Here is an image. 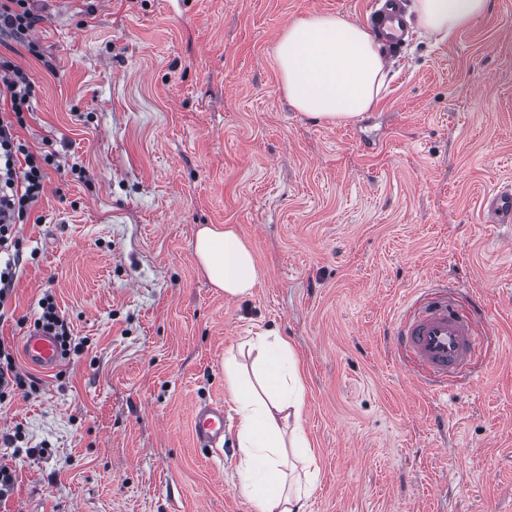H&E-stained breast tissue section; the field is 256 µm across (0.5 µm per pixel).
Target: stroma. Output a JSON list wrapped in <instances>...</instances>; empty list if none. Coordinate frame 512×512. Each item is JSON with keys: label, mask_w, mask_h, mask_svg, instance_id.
Listing matches in <instances>:
<instances>
[{"label": "stroma", "mask_w": 512, "mask_h": 512, "mask_svg": "<svg viewBox=\"0 0 512 512\" xmlns=\"http://www.w3.org/2000/svg\"><path fill=\"white\" fill-rule=\"evenodd\" d=\"M0 54L35 81L19 138L55 153L20 228L28 259L0 340L36 382L0 402V512H253L238 417L197 447L196 406L230 395L224 356L269 330L302 364L317 479L305 512H512V0L448 40L413 34L348 124L295 111L275 48L311 14L368 0H35ZM234 225L261 276L214 288L202 225ZM475 308L467 376L429 391L391 346L418 289ZM76 345L21 357L43 297ZM484 206L493 214L509 216L512 214V193L492 190L485 197Z\"/></svg>", "instance_id": "35a3bbf8"}]
</instances>
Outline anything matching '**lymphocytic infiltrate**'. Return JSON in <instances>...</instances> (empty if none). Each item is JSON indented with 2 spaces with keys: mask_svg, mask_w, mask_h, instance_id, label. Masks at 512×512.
<instances>
[{
  "mask_svg": "<svg viewBox=\"0 0 512 512\" xmlns=\"http://www.w3.org/2000/svg\"><path fill=\"white\" fill-rule=\"evenodd\" d=\"M40 21L31 0H0V33L23 39ZM33 96L30 74L0 55V308L6 304L23 259L14 229L41 198L50 160L49 155L30 151L17 135Z\"/></svg>",
  "mask_w": 512,
  "mask_h": 512,
  "instance_id": "1",
  "label": "lymphocytic infiltrate"
}]
</instances>
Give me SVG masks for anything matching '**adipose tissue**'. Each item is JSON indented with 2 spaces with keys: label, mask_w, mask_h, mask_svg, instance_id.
Listing matches in <instances>:
<instances>
[{
  "label": "adipose tissue",
  "mask_w": 512,
  "mask_h": 512,
  "mask_svg": "<svg viewBox=\"0 0 512 512\" xmlns=\"http://www.w3.org/2000/svg\"><path fill=\"white\" fill-rule=\"evenodd\" d=\"M489 0H413L419 28L444 41L476 22ZM276 57L291 105L330 123L346 124L369 111L385 80V61L374 37L340 15L314 14L291 22ZM195 254L208 280L229 297H245L259 272L251 249L232 227L198 230ZM251 377H243L236 355L224 358V380L239 418L240 490L253 512H303L306 490L283 470L286 447L308 456L302 433L286 432L303 405L301 367L290 344L277 333L257 334Z\"/></svg>",
  "instance_id": "adipose-tissue-1"
}]
</instances>
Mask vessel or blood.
<instances>
[{"mask_svg":"<svg viewBox=\"0 0 512 512\" xmlns=\"http://www.w3.org/2000/svg\"><path fill=\"white\" fill-rule=\"evenodd\" d=\"M369 23L382 48L393 55L401 51L409 35L404 0H371ZM484 205L491 213L512 215V193L490 191ZM393 341L398 353L425 369L433 382L444 385L470 361L483 337L471 316L451 309L447 298L438 296L400 318ZM23 346L36 366L56 370L64 364L54 337L47 332L30 331ZM193 432L200 447L218 449L224 442L223 404L211 402L195 408Z\"/></svg>","mask_w":512,"mask_h":512,"instance_id":"b4317fda","label":"vessel or blood"}]
</instances>
